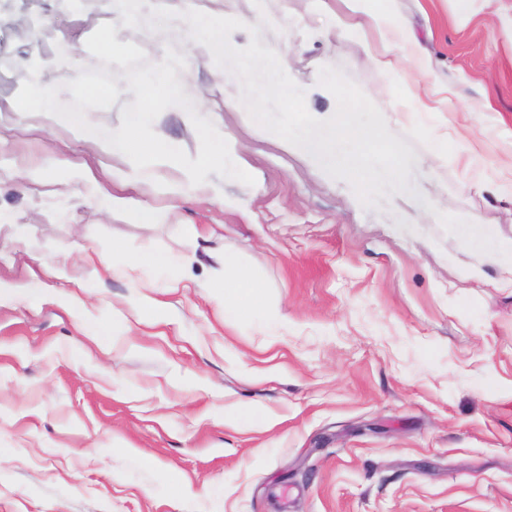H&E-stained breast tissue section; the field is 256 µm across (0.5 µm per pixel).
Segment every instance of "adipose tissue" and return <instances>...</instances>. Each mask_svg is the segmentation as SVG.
<instances>
[{
    "label": "adipose tissue",
    "instance_id": "adipose-tissue-1",
    "mask_svg": "<svg viewBox=\"0 0 512 512\" xmlns=\"http://www.w3.org/2000/svg\"><path fill=\"white\" fill-rule=\"evenodd\" d=\"M347 16H334L332 27L339 38L363 42L374 67L386 77H394L400 69L408 67L426 76L422 96L417 99V110L424 117H432L436 108L434 98L446 94L428 77L429 66L420 51V42L412 24L390 7H376L373 0H345ZM188 18L197 34L192 50L210 54L217 48L213 32L236 28L239 18L233 13L215 18L197 12L190 0H170L166 8L158 11L157 20L165 25ZM249 122L261 132L278 137L285 146L305 157L307 162L323 176L346 181L350 194L357 202H364L366 194L383 199L391 215L399 224L414 227L420 224H441L445 218L439 207L420 210V203L428 197V183L434 172V162L443 151V142L434 137V129L423 125L424 133L432 135L429 155L399 156L389 161L390 151L383 129L365 119L360 101L341 99L336 109L321 117L299 119L288 127L272 126L266 107H256L248 113ZM458 233L467 243L472 257L467 267L470 275L482 274L484 260L492 259L512 270V241L502 242L488 231L464 225ZM224 269L222 278L213 280L209 288L216 298L230 301L239 293H246L249 308L263 307L264 298L248 275L238 267L232 257L219 259Z\"/></svg>",
    "mask_w": 512,
    "mask_h": 512
}]
</instances>
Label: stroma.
I'll return each instance as SVG.
<instances>
[{"mask_svg":"<svg viewBox=\"0 0 512 512\" xmlns=\"http://www.w3.org/2000/svg\"><path fill=\"white\" fill-rule=\"evenodd\" d=\"M160 0L130 14L108 0H0V280L43 281L48 299L0 306V512H512V290L494 263L470 278L453 220L471 218L512 240V201L478 184L486 170L456 149L435 163L431 193L445 224L397 233L383 203L351 204L336 183L224 105L233 57L271 52L281 85L311 91L314 118L339 97L363 99L400 153L427 154L412 124L411 85H395L360 41L316 37L326 22L312 0H194L243 25L231 54L194 57V33L171 36L147 20ZM441 84L465 104L443 113L449 142L512 164V32L488 12L458 22L452 0H394ZM275 25L255 33L257 9ZM150 64L183 55L177 78L203 117L235 143L255 179L209 174L201 200H183L179 170H133L74 126L13 111L29 65L46 86L106 68L120 94L88 123L118 129L133 103L124 70L86 48L103 23ZM337 77L339 87L326 85ZM164 141L196 156L183 113L154 121ZM185 224H216L207 247ZM196 255L190 270L133 268L93 277L84 254ZM233 256L267 306L249 317L224 309L208 285L210 252ZM177 289H168V282ZM79 294L113 325V350L81 346L77 320L58 302ZM167 305L162 329L129 307L131 294ZM260 404L266 429L232 426Z\"/></svg>","mask_w":512,"mask_h":512,"instance_id":"1","label":"stroma"}]
</instances>
